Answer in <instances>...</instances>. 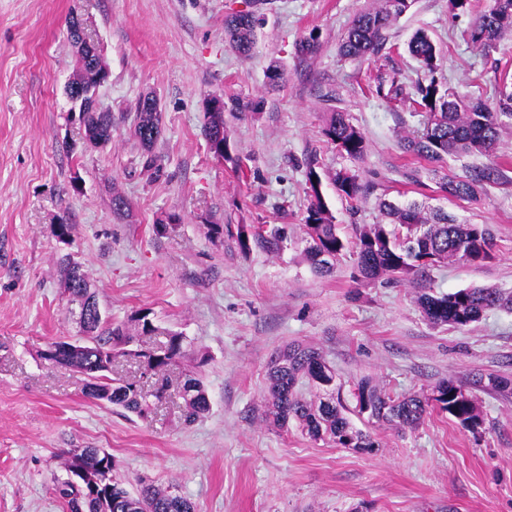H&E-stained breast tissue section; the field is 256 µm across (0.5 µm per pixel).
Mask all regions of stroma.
<instances>
[{"label": "stroma", "mask_w": 512, "mask_h": 512, "mask_svg": "<svg viewBox=\"0 0 512 512\" xmlns=\"http://www.w3.org/2000/svg\"><path fill=\"white\" fill-rule=\"evenodd\" d=\"M489 2L473 0L471 13L456 15L448 0H413L381 53L350 60L341 41L376 0H0V512H66L55 488L80 448L112 455L129 490L144 481L168 487L196 512H512V392L485 383L512 380V313L436 325L417 303L414 277L358 280L349 255L322 277L303 252L312 162L344 235L379 223L384 198L440 207L487 225L495 256L434 269V291L512 290V164L506 181L469 201L417 187L404 175L398 140L419 116L404 99L365 92L381 77L409 92L424 80L407 51L423 29L441 49L437 78L459 99L495 103L512 70V31L486 51L468 38ZM242 10L260 19L248 59L224 42L225 16ZM74 15L86 20L110 72L98 91L114 120L103 148L82 144L70 118ZM309 37L316 52L297 56L296 44ZM273 62L286 74L278 88L266 79ZM149 92L162 109L154 180L133 136ZM212 94L261 103L256 113H225L229 151L220 159L202 131ZM333 109L364 133V159L325 141ZM343 167L365 187L354 207L333 185ZM116 191L130 203L122 216L112 210ZM171 214L175 222L157 233V219ZM62 215L74 226L67 245L53 232ZM210 221L223 233L207 235ZM258 224L287 226L281 253H241L239 227ZM67 252L113 322L147 309L155 325L185 338L148 418L85 397L83 375L44 355L80 333L58 271ZM292 343L321 353L346 401L364 377L395 398L430 393L443 379L466 382L484 429L472 434L437 411L415 429L352 416L380 443L370 453L293 426L274 429L263 420L266 369ZM189 372L202 375L210 410L187 427L179 383Z\"/></svg>", "instance_id": "1"}]
</instances>
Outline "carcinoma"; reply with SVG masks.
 I'll return each instance as SVG.
<instances>
[{
    "instance_id": "cac0c4a2",
    "label": "carcinoma",
    "mask_w": 512,
    "mask_h": 512,
    "mask_svg": "<svg viewBox=\"0 0 512 512\" xmlns=\"http://www.w3.org/2000/svg\"><path fill=\"white\" fill-rule=\"evenodd\" d=\"M412 0H380L379 6L359 13L351 22L341 44L343 55L352 58L375 56L386 45V31L411 6ZM257 19L250 11L229 14L224 19V39L239 57H251ZM512 31V0H491L469 32L470 42L480 48H489L504 33ZM76 58V70L70 83L84 89H96L109 77V69L100 53L88 49L90 38L69 35ZM407 51L426 75L417 83L408 97L409 105L421 116L419 126L400 136L399 145L404 156L412 159L414 167L406 178L417 186L424 185L420 173L433 175L437 189L448 199L472 200L488 185L504 179L509 160L499 154L503 128L512 125V89L499 90L496 107L483 100L464 102L458 99L436 78L440 49L424 30H417L407 44ZM368 91L378 96L399 95L402 87L396 80L385 83L381 78ZM157 98L148 93L140 99L133 132L146 159L142 170L148 178L160 171L152 147L161 132V113L156 111ZM210 100H205L204 135L213 154H223L227 143L224 132V112H257L261 103L253 99H235L223 103L218 112L209 111ZM77 121L84 143L105 147L112 142V113L100 112L89 106L78 113ZM322 134L327 143L353 160H361L367 153V143L358 127L346 113L338 110L327 113ZM473 154L485 156L489 162L468 168L462 175L442 172L443 163L450 156ZM314 165L307 173L309 204L304 216L306 230L304 253L314 271L330 273L346 252L352 253L360 276L369 282L382 277L396 279L412 275L427 285L430 271L448 263L463 262L480 265L492 257L493 239L482 224H460L442 209L426 211L418 204L397 206L382 201L380 211L384 220L378 224L359 227L355 236L341 235L335 217L322 199L315 178ZM339 196L351 208L362 197L363 185L359 175L340 168L332 177ZM287 235L274 225L241 226L237 241L241 252L247 254L254 247L269 253H278ZM59 273L66 292L79 306L85 308V317L79 319L86 347L74 352L63 351L56 356L59 362L85 375L84 396L105 401L140 418L152 407L150 398L159 397L166 386L167 368L184 353V336L174 331H160L150 318V311L136 312L130 321L134 332L112 320L101 311L96 292L82 269V265L67 253L58 260ZM418 303L428 321L465 327L479 321L490 311H512V292L495 287L464 288L447 294L428 290L420 294ZM164 335L166 340L157 346L127 350L125 346L134 336ZM109 351V363L119 355H129L138 362L144 373L161 378V387L145 391L139 382L113 376V369L100 366V354ZM329 370L320 353L312 347L290 345L271 361L268 379L266 421L286 429L294 420L302 433L314 440L329 439L342 448L375 449L377 441L351 423L346 416L347 406L335 395L336 386L324 375ZM307 379L321 396L306 400L299 396L297 386ZM191 394L185 399L181 418L190 425L209 411L210 403L203 382L190 375ZM355 411L375 423H395L416 427L429 409L448 414V418L473 434L483 427V418L465 385L454 379L440 381L428 396L407 395L393 398L362 379L354 385ZM80 467L86 473L83 487H75L65 478L58 481L56 493L65 501L68 512H194V506L183 497L151 484L129 491L115 476L116 464L112 457L72 454L65 462L66 473Z\"/></svg>"
}]
</instances>
